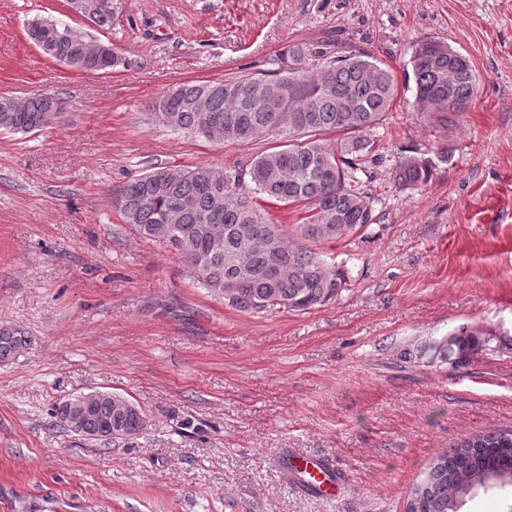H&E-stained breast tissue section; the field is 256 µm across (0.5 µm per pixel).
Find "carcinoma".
<instances>
[{"instance_id":"carcinoma-1","label":"carcinoma","mask_w":512,"mask_h":512,"mask_svg":"<svg viewBox=\"0 0 512 512\" xmlns=\"http://www.w3.org/2000/svg\"><path fill=\"white\" fill-rule=\"evenodd\" d=\"M68 0L72 11L104 28L117 3ZM45 55L77 70H90L83 29L36 18L26 27ZM409 63L416 111L428 123L449 129L474 97L478 78L469 58L447 44L421 41ZM397 93L391 69L364 53L327 55L302 44L287 46L274 76H241L173 85L152 106L153 120L197 137L249 144L281 136L288 144L257 155L248 175L255 190L285 206L305 209L297 225L307 241L333 242L375 223L371 198L362 191L371 178L375 140ZM60 99L51 93L0 98V131L31 133ZM336 138L331 139L329 135ZM430 167L416 160L394 171L399 186L428 182ZM241 174L222 169L154 167L126 184L118 198L125 223L143 238L180 251L208 293L240 311L274 306L305 311L336 297L345 276L307 246L295 243L281 224L267 222L248 195ZM487 342L478 327H461L421 352L458 360ZM27 332L0 326V363L32 346ZM54 417L93 440L136 435L144 414L127 398L95 392L85 403L59 401ZM512 495V430L472 434L437 453L424 479L413 485L407 512H462L478 491Z\"/></svg>"}]
</instances>
